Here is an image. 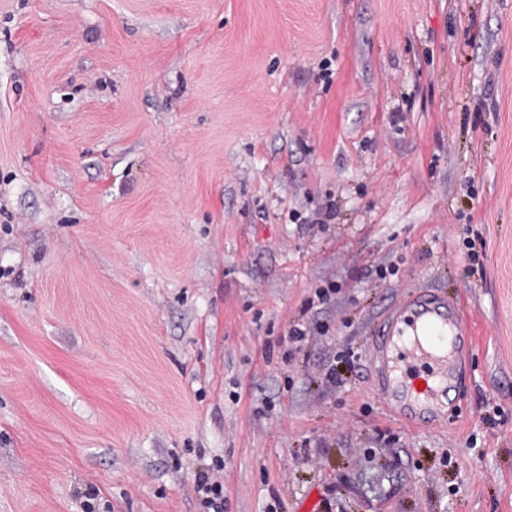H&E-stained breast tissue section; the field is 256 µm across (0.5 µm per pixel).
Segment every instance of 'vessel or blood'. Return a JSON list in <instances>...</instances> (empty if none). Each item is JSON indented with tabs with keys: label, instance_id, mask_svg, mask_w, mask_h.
Segmentation results:
<instances>
[{
	"label": "vessel or blood",
	"instance_id": "obj_1",
	"mask_svg": "<svg viewBox=\"0 0 512 512\" xmlns=\"http://www.w3.org/2000/svg\"><path fill=\"white\" fill-rule=\"evenodd\" d=\"M371 342L383 401L412 427L447 421L456 364L471 349L453 299L415 293L378 326Z\"/></svg>",
	"mask_w": 512,
	"mask_h": 512
}]
</instances>
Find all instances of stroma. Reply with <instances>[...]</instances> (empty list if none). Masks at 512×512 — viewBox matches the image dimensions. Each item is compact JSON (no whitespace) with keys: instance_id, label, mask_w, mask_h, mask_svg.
Segmentation results:
<instances>
[{"instance_id":"stroma-1","label":"stroma","mask_w":512,"mask_h":512,"mask_svg":"<svg viewBox=\"0 0 512 512\" xmlns=\"http://www.w3.org/2000/svg\"><path fill=\"white\" fill-rule=\"evenodd\" d=\"M426 289L473 339L437 429L372 390ZM199 474L512 512V0H0V512Z\"/></svg>"}]
</instances>
